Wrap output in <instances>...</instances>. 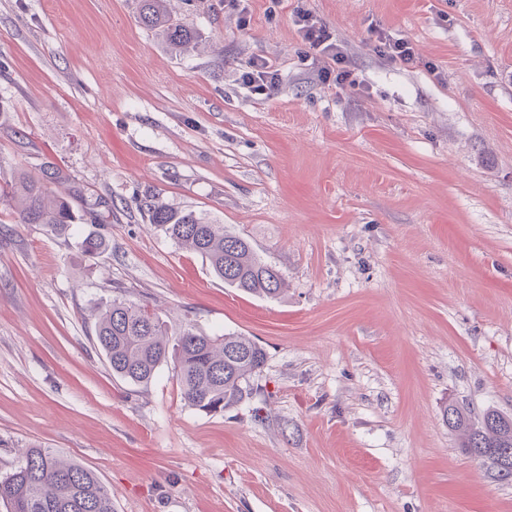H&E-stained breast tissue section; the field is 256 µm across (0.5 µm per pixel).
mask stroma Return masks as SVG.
<instances>
[{"label": "stroma", "instance_id": "obj_1", "mask_svg": "<svg viewBox=\"0 0 512 512\" xmlns=\"http://www.w3.org/2000/svg\"><path fill=\"white\" fill-rule=\"evenodd\" d=\"M0 0V183L48 161L110 198L56 238L0 204V476L40 445L92 470L112 512H512L445 405L512 416V0ZM309 11L356 86L293 24ZM417 62H388L379 33ZM278 70L263 93L240 74ZM148 193L275 265V299L224 284L149 224ZM106 234L94 259L79 239ZM261 344L249 398L208 415L173 365L113 375L97 306ZM140 22L147 28L156 30L173 49L187 52L196 43L192 30L183 23L171 18L167 0H142ZM373 49L381 57L391 62H399L405 66L416 62L411 43L403 37L380 36ZM241 78L246 84L262 91L268 84L270 87L276 86L278 73L266 59H253L245 64Z\"/></svg>", "mask_w": 512, "mask_h": 512}]
</instances>
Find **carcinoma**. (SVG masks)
I'll list each match as a JSON object with an SVG mask.
<instances>
[{"label": "carcinoma", "instance_id": "cac0c4a2", "mask_svg": "<svg viewBox=\"0 0 512 512\" xmlns=\"http://www.w3.org/2000/svg\"><path fill=\"white\" fill-rule=\"evenodd\" d=\"M167 0H142L140 22L162 36L172 48L187 52L196 43L192 30L171 18ZM0 202L15 208L16 223L40 224L47 234L65 237L78 224H105L112 201L89 199L71 184L53 162L44 163L41 176L18 174L0 186ZM141 209L150 224L180 248L198 253L212 273L230 287L260 297H276L282 277L275 266L261 260L243 237L193 210H179L148 196ZM109 246L101 234H88L80 251L94 258ZM95 341L112 373L139 386L148 385L169 358L176 362L184 400L207 414H218L248 398V380L266 362L265 350L246 336L209 335L186 323L171 334L148 306L115 298L98 308ZM486 409L478 419L450 405L443 418L457 436L461 451L487 466L500 482L512 481V422ZM0 507L4 512H112V497L87 468L50 448H25L21 463L0 479Z\"/></svg>", "mask_w": 512, "mask_h": 512}]
</instances>
